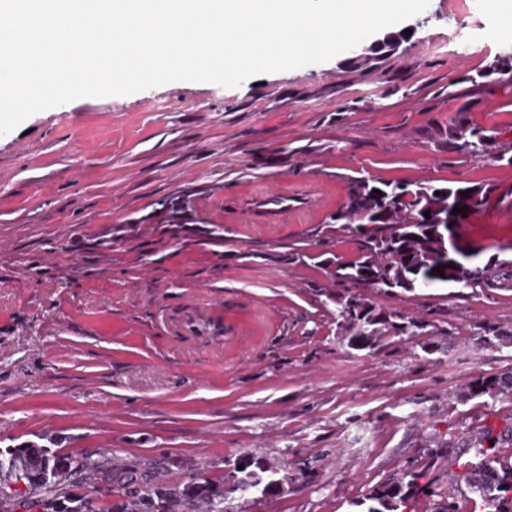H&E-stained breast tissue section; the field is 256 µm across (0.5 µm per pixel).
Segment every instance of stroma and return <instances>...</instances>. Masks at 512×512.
I'll return each instance as SVG.
<instances>
[{
    "instance_id": "stroma-1",
    "label": "stroma",
    "mask_w": 512,
    "mask_h": 512,
    "mask_svg": "<svg viewBox=\"0 0 512 512\" xmlns=\"http://www.w3.org/2000/svg\"><path fill=\"white\" fill-rule=\"evenodd\" d=\"M505 9L429 0L378 69L338 55L235 88L79 98L1 135L0 448L157 463L172 483L252 459L287 469L284 492L246 512H361L411 468L452 491L459 464L479 460L480 428L512 430V398L466 396L512 369V348L480 333L512 327V290L367 291L428 326L354 351L316 289L334 288L360 241L317 228L355 171L489 183L496 198L456 226L455 244L472 264L512 265V164L430 138L462 103L473 123L512 129V89L466 81L512 47V30L466 58L448 44ZM188 190L202 223L173 237L150 222L158 199Z\"/></svg>"
}]
</instances>
